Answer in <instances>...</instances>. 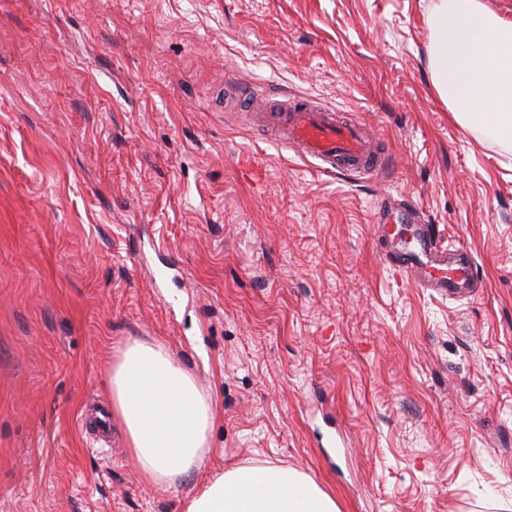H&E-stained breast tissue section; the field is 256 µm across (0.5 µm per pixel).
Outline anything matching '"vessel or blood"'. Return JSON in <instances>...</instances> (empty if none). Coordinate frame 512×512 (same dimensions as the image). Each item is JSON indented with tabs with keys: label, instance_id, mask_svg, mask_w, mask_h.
Wrapping results in <instances>:
<instances>
[{
	"label": "vessel or blood",
	"instance_id": "b4317fda",
	"mask_svg": "<svg viewBox=\"0 0 512 512\" xmlns=\"http://www.w3.org/2000/svg\"><path fill=\"white\" fill-rule=\"evenodd\" d=\"M267 121L280 143L302 157L319 161L325 174L365 175L381 169L387 161L386 153L368 141L363 125L315 107L307 98L289 99L271 112ZM375 222L399 271L417 287L435 288L449 295L466 291L473 280L471 259L443 248L438 228L422 223L417 211L387 196Z\"/></svg>",
	"mask_w": 512,
	"mask_h": 512
}]
</instances>
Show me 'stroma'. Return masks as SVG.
<instances>
[{"label":"stroma","instance_id":"obj_1","mask_svg":"<svg viewBox=\"0 0 512 512\" xmlns=\"http://www.w3.org/2000/svg\"><path fill=\"white\" fill-rule=\"evenodd\" d=\"M432 2L0 0V512H185L267 461L341 512H512V148L437 97ZM240 85L366 123L386 166L321 173L225 111ZM387 194L475 288L394 272ZM135 337L215 404L166 490L79 425Z\"/></svg>","mask_w":512,"mask_h":512}]
</instances>
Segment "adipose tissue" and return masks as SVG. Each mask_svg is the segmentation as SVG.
Masks as SVG:
<instances>
[{
    "label": "adipose tissue",
    "instance_id": "adipose-tissue-1",
    "mask_svg": "<svg viewBox=\"0 0 512 512\" xmlns=\"http://www.w3.org/2000/svg\"><path fill=\"white\" fill-rule=\"evenodd\" d=\"M430 66L438 97L464 126L512 145V21L482 0H436ZM112 410L144 481L171 486L196 473L209 449L210 395L158 342L132 340L110 376ZM186 512H339L304 473L272 462L209 478Z\"/></svg>",
    "mask_w": 512,
    "mask_h": 512
}]
</instances>
